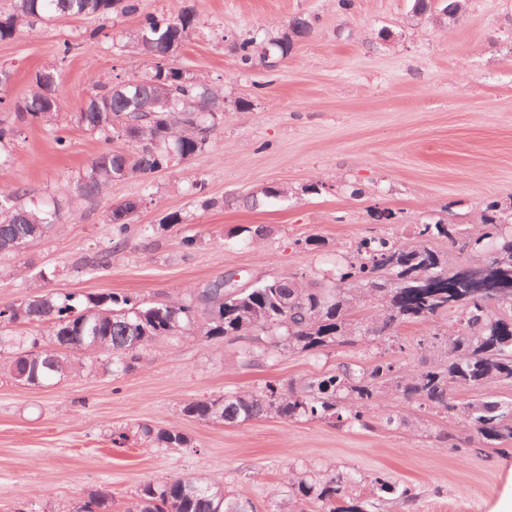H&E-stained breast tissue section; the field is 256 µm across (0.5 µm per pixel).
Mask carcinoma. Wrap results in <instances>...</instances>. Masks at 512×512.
Segmentation results:
<instances>
[{
    "mask_svg": "<svg viewBox=\"0 0 512 512\" xmlns=\"http://www.w3.org/2000/svg\"><path fill=\"white\" fill-rule=\"evenodd\" d=\"M118 10L139 17L137 44L155 57L151 67L126 79L120 89L96 85L94 98L74 113V122L96 134L104 147L80 175L76 195L100 196L112 183L172 169L209 144L224 121L213 112L221 94L201 80L186 77L162 64L172 44L182 45L197 25L196 13L184 9L176 16L141 10L140 0H15L13 10L0 15V41L21 33L37 21L73 17L109 18ZM291 35L274 37L263 45L254 38L236 45L239 61L251 66L288 56L291 36L304 38L311 27L304 17L289 23ZM28 97L16 105V118L54 123L63 105L57 72L35 74ZM154 103L153 115L138 107ZM120 140L123 147L112 143ZM22 187H0V255L21 253L32 241L58 228V204L19 203ZM132 206L112 209V249L127 244ZM446 238L463 262L456 265L430 242ZM355 255L344 259L328 283L307 281L291 273L243 288L217 276L186 296L164 302L117 293L79 295L36 291L19 303L0 308V325L35 326L29 335L0 331V350L15 351L10 375L28 385L44 386L84 371L87 360L107 357L105 368L114 376L133 371L144 352L160 340L173 341L196 332L208 340L267 336L273 345L259 353L238 352L236 361L255 357L274 360L290 352L319 356L339 345L393 342L405 344L400 329L429 323L436 332L416 340V346L437 355L428 365L406 368L393 359L377 357L367 367L344 364L333 374L310 376L300 383L267 381L253 390L229 391L215 398L186 403L185 416L204 422L246 424L276 416L283 420H318L374 428L382 398L394 396L419 411H434L478 435L485 448L512 445V401L493 395L481 402L452 397L460 388L488 389L512 384V303L469 295L460 281L468 266H485L498 273L512 271V205L485 203L476 230L460 224H419L414 240L405 242L379 233L359 240ZM384 426L416 431L419 417L387 416ZM118 440H143L158 448H186L189 438L175 427L154 429L137 424L117 433ZM289 512H365L364 506L345 510L341 501L366 484L389 493L383 475L366 477L292 469L286 476ZM108 493L89 492L68 512H110ZM126 512H255L250 499L230 495L224 484L196 477L151 481L128 504Z\"/></svg>",
    "mask_w": 512,
    "mask_h": 512,
    "instance_id": "cac0c4a2",
    "label": "carcinoma"
}]
</instances>
